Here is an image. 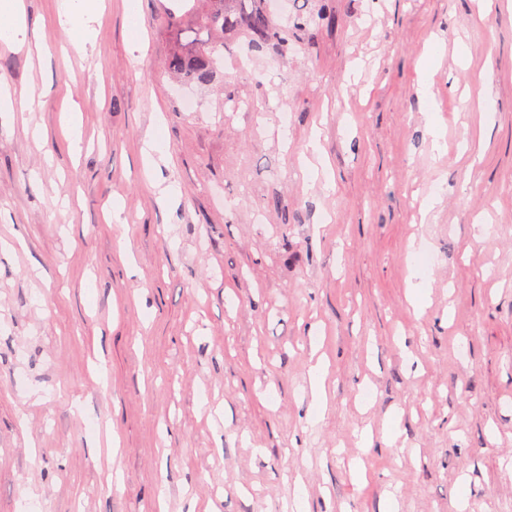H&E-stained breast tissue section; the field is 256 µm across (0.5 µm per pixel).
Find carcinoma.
<instances>
[{"mask_svg": "<svg viewBox=\"0 0 512 512\" xmlns=\"http://www.w3.org/2000/svg\"><path fill=\"white\" fill-rule=\"evenodd\" d=\"M170 21L180 42L167 69L185 84L205 85L216 76L226 36L243 35L256 46L277 42L286 47L291 31L305 28L309 15L300 10L292 25L283 26L261 0H194L185 15Z\"/></svg>", "mask_w": 512, "mask_h": 512, "instance_id": "1", "label": "carcinoma"}]
</instances>
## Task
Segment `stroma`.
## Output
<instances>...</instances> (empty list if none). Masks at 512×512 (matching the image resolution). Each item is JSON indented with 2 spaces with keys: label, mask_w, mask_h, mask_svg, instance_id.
Here are the masks:
<instances>
[{
  "label": "stroma",
  "mask_w": 512,
  "mask_h": 512,
  "mask_svg": "<svg viewBox=\"0 0 512 512\" xmlns=\"http://www.w3.org/2000/svg\"><path fill=\"white\" fill-rule=\"evenodd\" d=\"M25 3L0 512H512V0H305L192 87L183 0H106L80 53Z\"/></svg>",
  "instance_id": "1"
}]
</instances>
